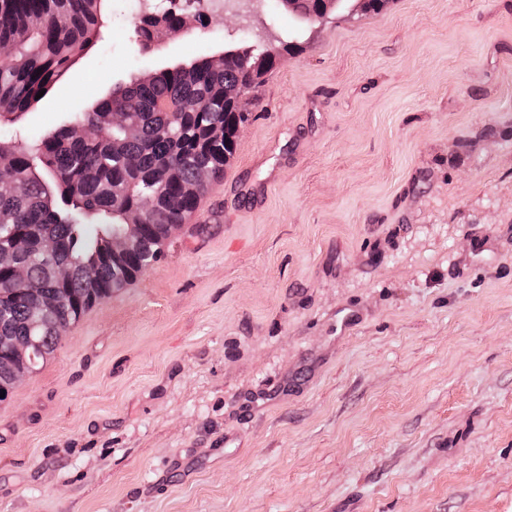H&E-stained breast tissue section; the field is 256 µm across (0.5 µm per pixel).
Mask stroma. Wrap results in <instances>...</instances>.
Returning a JSON list of instances; mask_svg holds the SVG:
<instances>
[{
  "mask_svg": "<svg viewBox=\"0 0 512 512\" xmlns=\"http://www.w3.org/2000/svg\"><path fill=\"white\" fill-rule=\"evenodd\" d=\"M150 6L105 0L23 127L246 35L279 58L161 258L0 401V512H512V0H206L142 54Z\"/></svg>",
  "mask_w": 512,
  "mask_h": 512,
  "instance_id": "1",
  "label": "stroma"
}]
</instances>
